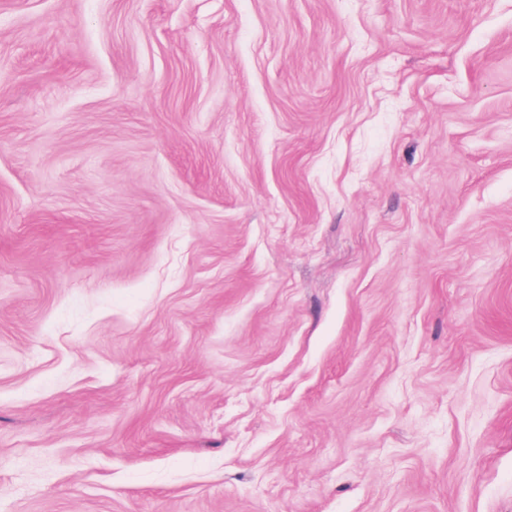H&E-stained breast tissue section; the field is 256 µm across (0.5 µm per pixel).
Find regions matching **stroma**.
Here are the masks:
<instances>
[{"label": "stroma", "instance_id": "obj_1", "mask_svg": "<svg viewBox=\"0 0 512 512\" xmlns=\"http://www.w3.org/2000/svg\"><path fill=\"white\" fill-rule=\"evenodd\" d=\"M0 512H512V0H0Z\"/></svg>", "mask_w": 512, "mask_h": 512}]
</instances>
